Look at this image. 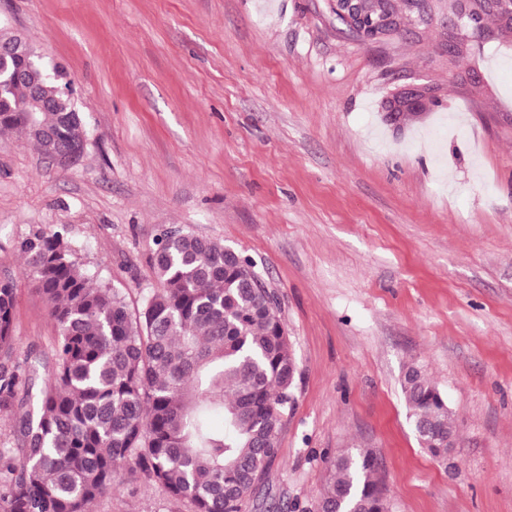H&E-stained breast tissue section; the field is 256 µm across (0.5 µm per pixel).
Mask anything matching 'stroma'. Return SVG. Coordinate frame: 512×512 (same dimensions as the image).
Here are the masks:
<instances>
[{
  "mask_svg": "<svg viewBox=\"0 0 512 512\" xmlns=\"http://www.w3.org/2000/svg\"><path fill=\"white\" fill-rule=\"evenodd\" d=\"M73 80L85 149L67 166L0 137V278L13 357L50 353L44 296L17 250L64 229L94 283L139 304L166 227L262 271L297 363L276 459L242 512H315L347 450L377 458L390 512H512V47L448 76L441 26L381 43L328 0H0ZM438 106L395 129L408 78ZM420 365L448 401L447 465L419 444L401 388ZM90 512H193L140 479ZM425 84L414 82L406 83L399 87L393 94L386 96L383 100L384 115L389 121L396 119L395 124L403 125L404 121L414 120L420 115L418 110L408 107L407 101L421 92Z\"/></svg>",
  "mask_w": 512,
  "mask_h": 512,
  "instance_id": "35a3bbf8",
  "label": "stroma"
}]
</instances>
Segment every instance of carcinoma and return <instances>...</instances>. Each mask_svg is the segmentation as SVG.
<instances>
[{
    "mask_svg": "<svg viewBox=\"0 0 512 512\" xmlns=\"http://www.w3.org/2000/svg\"><path fill=\"white\" fill-rule=\"evenodd\" d=\"M503 21L483 12L489 34ZM73 92L60 69L42 79L53 108L34 122L55 130L52 148L16 111L27 84L0 88V135L20 133L45 155L80 147ZM18 248L55 338L51 355L12 360L16 285L1 280L0 413L14 426L13 444L0 447V512H88L122 470L195 512H241L277 457L297 372L278 296L256 265L226 266L224 243L167 227L148 259L154 285L132 307L92 284L62 232L36 230ZM402 392L419 443L448 464L454 426L440 391L412 365ZM331 467L318 512H389L373 452L343 451Z\"/></svg>",
    "mask_w": 512,
    "mask_h": 512,
    "instance_id": "1",
    "label": "carcinoma"
}]
</instances>
